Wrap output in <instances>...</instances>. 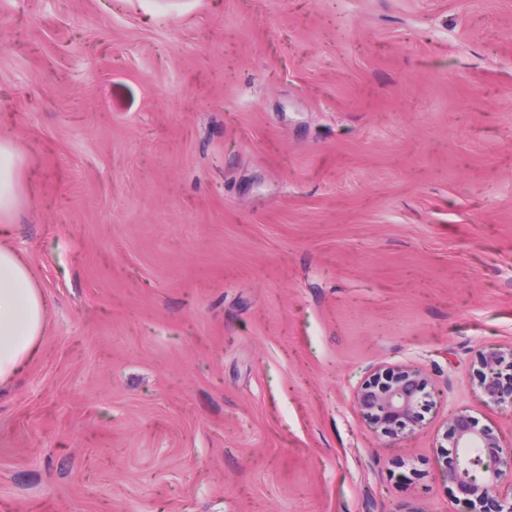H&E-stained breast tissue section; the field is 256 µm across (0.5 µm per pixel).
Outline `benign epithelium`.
Here are the masks:
<instances>
[{"label": "benign epithelium", "mask_w": 512, "mask_h": 512, "mask_svg": "<svg viewBox=\"0 0 512 512\" xmlns=\"http://www.w3.org/2000/svg\"><path fill=\"white\" fill-rule=\"evenodd\" d=\"M478 386L483 397L494 405L512 407V346L479 352ZM428 380L421 369L411 366L378 368L354 392V407L376 436H403L421 426V410ZM443 437L451 448H486L488 455L456 458L446 471L448 483L466 499L468 512H487V504L500 493L506 479L512 480V444L504 446L490 429L477 428L465 410L451 413Z\"/></svg>", "instance_id": "7a95c632"}]
</instances>
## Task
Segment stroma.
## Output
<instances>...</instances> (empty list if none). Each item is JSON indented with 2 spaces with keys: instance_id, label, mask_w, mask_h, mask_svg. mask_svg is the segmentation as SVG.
<instances>
[{
  "instance_id": "stroma-1",
  "label": "stroma",
  "mask_w": 512,
  "mask_h": 512,
  "mask_svg": "<svg viewBox=\"0 0 512 512\" xmlns=\"http://www.w3.org/2000/svg\"><path fill=\"white\" fill-rule=\"evenodd\" d=\"M9 242L48 304L0 512H465L512 344V0H0ZM424 426L352 406L381 365ZM19 158L7 138L0 139V215L8 216L16 208L17 194L14 176ZM477 362L478 386L483 397L494 405L512 408V346L480 351ZM428 384L422 370L411 365L378 368L357 387L353 404L376 436H403L421 426ZM443 437L452 448H477L478 454L457 457L455 464L446 471L448 483L466 499L467 512H488L487 504L500 493L506 479H510V504L504 510L498 505L495 512L512 511V444L504 446L490 429H478L476 422L465 410L451 413L446 421ZM481 448L489 449L483 456ZM478 471L477 475L472 473Z\"/></svg>"
}]
</instances>
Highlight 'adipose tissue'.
Wrapping results in <instances>:
<instances>
[{
  "instance_id": "adipose-tissue-1",
  "label": "adipose tissue",
  "mask_w": 512,
  "mask_h": 512,
  "mask_svg": "<svg viewBox=\"0 0 512 512\" xmlns=\"http://www.w3.org/2000/svg\"><path fill=\"white\" fill-rule=\"evenodd\" d=\"M46 320V302L29 268L12 247L0 244V386L33 352Z\"/></svg>"
}]
</instances>
